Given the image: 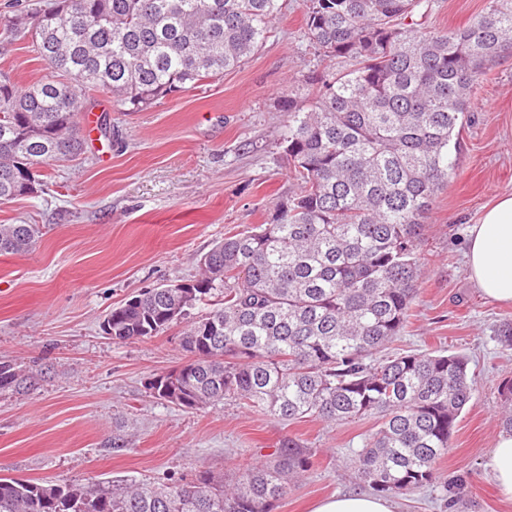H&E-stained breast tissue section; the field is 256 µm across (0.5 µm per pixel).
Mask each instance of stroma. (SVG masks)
<instances>
[{
	"instance_id": "35a3bbf8",
	"label": "stroma",
	"mask_w": 512,
	"mask_h": 512,
	"mask_svg": "<svg viewBox=\"0 0 512 512\" xmlns=\"http://www.w3.org/2000/svg\"><path fill=\"white\" fill-rule=\"evenodd\" d=\"M263 46L236 70L134 112L104 96L81 126L83 153L53 165L37 194L0 204V224H37L31 251L0 255V358L32 372L28 388L0 389V476L54 483L234 479L240 464L272 460L292 438L315 454L273 512H309L334 494L367 492L352 459L377 427L366 416L283 422L235 402L186 409L153 398L147 381L185 360L181 329L116 342L112 308L138 293L197 277L216 241L271 223L300 191L282 149L281 97L304 98L326 64L306 34L307 0H280ZM487 0H430L426 24L466 25ZM29 33L0 35V71L26 86L48 76ZM512 191V56L476 86L455 173L423 232L420 293L398 352L466 354L475 393L462 412L439 481L395 495L398 512H512L485 460L500 432L499 384L512 350L497 336L512 306L482 296L466 268L469 229Z\"/></svg>"
}]
</instances>
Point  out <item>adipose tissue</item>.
Wrapping results in <instances>:
<instances>
[{"label": "adipose tissue", "instance_id": "ef3b65f1", "mask_svg": "<svg viewBox=\"0 0 512 512\" xmlns=\"http://www.w3.org/2000/svg\"><path fill=\"white\" fill-rule=\"evenodd\" d=\"M467 269L486 298L512 305V193L497 195L471 227ZM485 466L500 492L512 500V433L497 436ZM311 512H395V505L376 495H333L315 502Z\"/></svg>", "mask_w": 512, "mask_h": 512}]
</instances>
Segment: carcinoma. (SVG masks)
Segmentation results:
<instances>
[{
    "instance_id": "1",
    "label": "carcinoma",
    "mask_w": 512,
    "mask_h": 512,
    "mask_svg": "<svg viewBox=\"0 0 512 512\" xmlns=\"http://www.w3.org/2000/svg\"><path fill=\"white\" fill-rule=\"evenodd\" d=\"M424 0H309L305 24L328 58L353 68L319 77L304 104L286 96L282 139L301 191L270 224L215 243L180 288H154L112 308L104 334L145 339L181 323L188 360L153 377L152 396L188 409L226 400L281 421L379 418L355 457L357 478L407 494L437 480L474 380L464 354L406 353L400 339L418 296L421 235L453 174L475 85L512 54V7L488 0L469 25L427 31ZM280 0H55L4 26L32 33L54 76L18 87L0 72V201L32 193L42 169L81 153L77 120L95 94L112 111L157 100L235 70L272 33ZM35 224H0V253L28 252ZM205 304L196 317L191 310ZM28 376L0 360V389ZM500 427L512 432V383ZM298 442L242 468L234 484L200 471L176 486L132 481L57 484L0 477V512H272L313 465Z\"/></svg>"
}]
</instances>
